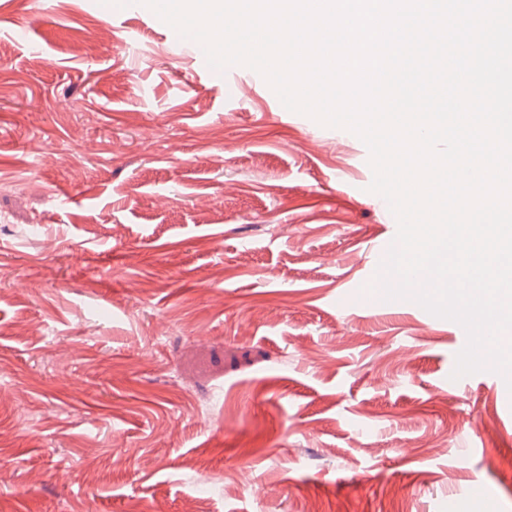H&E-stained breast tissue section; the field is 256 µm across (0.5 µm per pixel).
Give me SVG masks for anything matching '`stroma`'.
I'll return each mask as SVG.
<instances>
[{"label": "stroma", "mask_w": 512, "mask_h": 512, "mask_svg": "<svg viewBox=\"0 0 512 512\" xmlns=\"http://www.w3.org/2000/svg\"><path fill=\"white\" fill-rule=\"evenodd\" d=\"M148 8L0 0V512H512V389L369 300L354 134ZM189 42L194 50V53H195V56L196 58L198 59L199 63L201 64V66L210 74H213L215 75L216 77L217 76H223L224 75V85H225V88H230L233 86V78L235 77L236 75V66H230L228 67L227 69H225L223 72L219 73V72H216L214 70H212L207 62H206V58H205V55H204V52L202 50V48L200 47L199 44H197L196 42L192 41V40H189V39H183L181 37H179V35L177 34V32L175 31V35L173 36V38L171 39L170 43L172 45H180L182 44L183 42Z\"/></svg>", "instance_id": "stroma-1"}]
</instances>
